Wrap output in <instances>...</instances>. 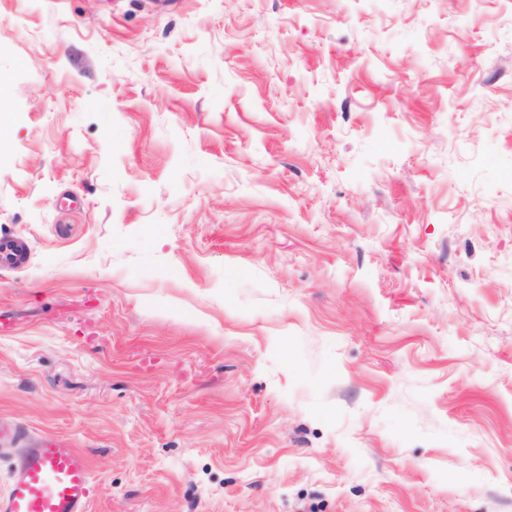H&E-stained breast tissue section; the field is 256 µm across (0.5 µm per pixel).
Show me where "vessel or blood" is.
Wrapping results in <instances>:
<instances>
[{"instance_id":"obj_1","label":"vessel or blood","mask_w":512,"mask_h":512,"mask_svg":"<svg viewBox=\"0 0 512 512\" xmlns=\"http://www.w3.org/2000/svg\"><path fill=\"white\" fill-rule=\"evenodd\" d=\"M27 245L0 239V268L21 266ZM93 479L85 455L47 437L26 442L9 492L0 496V512H89Z\"/></svg>"}]
</instances>
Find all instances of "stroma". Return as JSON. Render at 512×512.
<instances>
[{"label": "stroma", "instance_id": "stroma-1", "mask_svg": "<svg viewBox=\"0 0 512 512\" xmlns=\"http://www.w3.org/2000/svg\"><path fill=\"white\" fill-rule=\"evenodd\" d=\"M0 76L90 512H512V0H0Z\"/></svg>", "mask_w": 512, "mask_h": 512}]
</instances>
